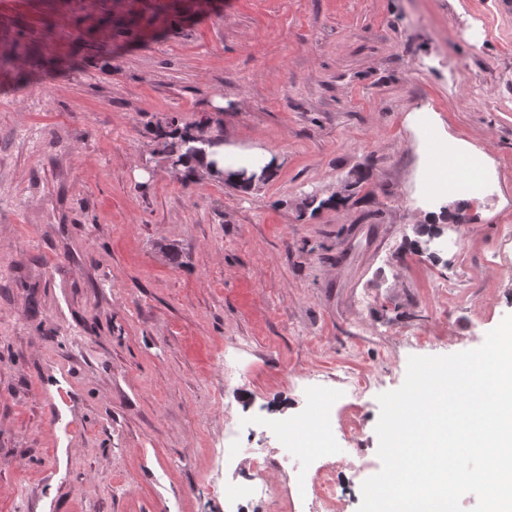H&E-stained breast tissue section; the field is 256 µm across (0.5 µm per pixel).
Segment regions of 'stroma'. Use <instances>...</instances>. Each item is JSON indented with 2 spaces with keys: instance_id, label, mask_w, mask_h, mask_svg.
<instances>
[{
  "instance_id": "35a3bbf8",
  "label": "stroma",
  "mask_w": 512,
  "mask_h": 512,
  "mask_svg": "<svg viewBox=\"0 0 512 512\" xmlns=\"http://www.w3.org/2000/svg\"><path fill=\"white\" fill-rule=\"evenodd\" d=\"M10 49L0 512H224L251 468L225 464L226 438L279 449L270 479L298 480L313 464L288 425L343 408L338 375L397 390L409 357L478 348L512 314L498 0H0ZM208 118L273 174L247 192L173 177L160 132ZM448 144L494 179L421 199ZM379 416L371 393L356 438L329 431L367 462L337 470L341 512L381 469Z\"/></svg>"
}]
</instances>
